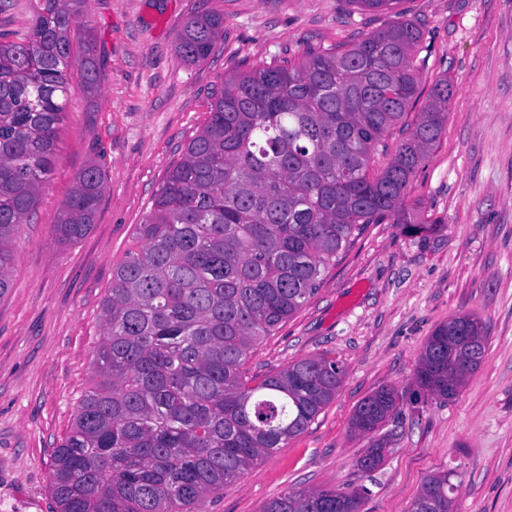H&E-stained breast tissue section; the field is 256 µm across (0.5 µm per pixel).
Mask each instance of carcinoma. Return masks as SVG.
<instances>
[{"label":"carcinoma","mask_w":512,"mask_h":512,"mask_svg":"<svg viewBox=\"0 0 512 512\" xmlns=\"http://www.w3.org/2000/svg\"><path fill=\"white\" fill-rule=\"evenodd\" d=\"M350 2L389 20L346 49L225 78L156 190L102 301L94 385L52 458L58 512H190L303 433L335 396L342 363L307 356L249 387L248 353L318 292L367 225L432 229L406 196L444 131L450 84L435 83L394 156L372 169L419 95L422 32L399 16V0ZM84 6L38 0L26 33L0 35V294L12 284L14 236L32 221L52 167L72 70L88 95L99 89ZM223 29L218 11L191 14L178 53L206 59ZM103 192L90 163L55 224L60 240L88 233ZM487 348L478 316L439 324L419 355L414 394L455 398ZM404 396L385 386L355 408L350 432L370 437L362 470L383 462L388 439L374 434ZM456 491L448 472L434 474L410 512H454ZM360 508L357 492L311 489L281 493L261 512Z\"/></svg>","instance_id":"carcinoma-1"}]
</instances>
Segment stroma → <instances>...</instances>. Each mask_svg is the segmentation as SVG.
I'll return each mask as SVG.
<instances>
[{"mask_svg": "<svg viewBox=\"0 0 512 512\" xmlns=\"http://www.w3.org/2000/svg\"><path fill=\"white\" fill-rule=\"evenodd\" d=\"M422 30L421 98L441 79L448 122L411 181L431 231L371 224L318 292L249 356L264 378L314 354L340 360L335 398L299 436L192 512H261L295 489L359 490L362 512H409L428 475L450 471L456 512H512V0H400ZM215 9L224 34L197 64L176 51L187 16ZM100 89L70 85L68 116L32 223L16 234L13 284L0 294V512H56L51 459L90 390L101 304L135 244L151 198L209 118L225 75L298 64L345 48L386 15L349 0H88ZM98 163L105 192L89 233L54 226L76 176ZM478 315L486 355L452 402L404 401L383 428L390 452L358 460L355 407L380 387L409 389L425 340L448 318Z\"/></svg>", "mask_w": 512, "mask_h": 512, "instance_id": "obj_1", "label": "stroma"}]
</instances>
